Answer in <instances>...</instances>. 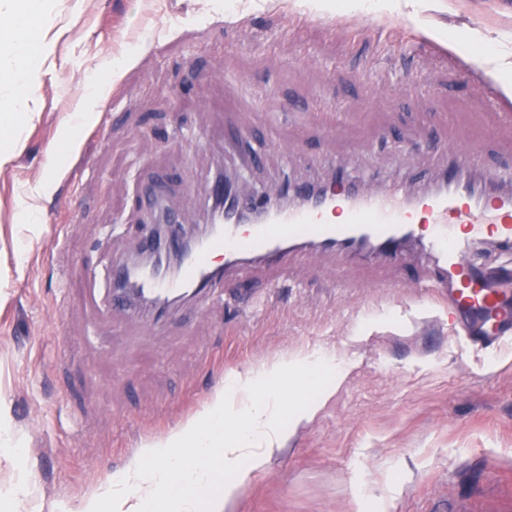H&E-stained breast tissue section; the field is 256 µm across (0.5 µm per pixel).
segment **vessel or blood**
<instances>
[{
	"instance_id": "b4317fda",
	"label": "vessel or blood",
	"mask_w": 512,
	"mask_h": 512,
	"mask_svg": "<svg viewBox=\"0 0 512 512\" xmlns=\"http://www.w3.org/2000/svg\"><path fill=\"white\" fill-rule=\"evenodd\" d=\"M448 172L432 188L406 192L337 174L323 194L270 211L259 224L225 220L183 263L179 273L148 276L142 302L116 292L118 307L141 304L155 321L169 309L153 299L198 301L219 284L215 257L225 274L238 268L275 273L307 247L340 248L348 260L401 263L405 244L422 260L415 287L431 291L448 311V325L472 345L498 347L512 339V265L474 261L481 247L512 250V181L484 165L482 144L448 145Z\"/></svg>"
}]
</instances>
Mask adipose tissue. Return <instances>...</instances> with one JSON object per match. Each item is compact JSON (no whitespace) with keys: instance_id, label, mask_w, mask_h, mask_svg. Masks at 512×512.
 Instances as JSON below:
<instances>
[{"instance_id":"adipose-tissue-1","label":"adipose tissue","mask_w":512,"mask_h":512,"mask_svg":"<svg viewBox=\"0 0 512 512\" xmlns=\"http://www.w3.org/2000/svg\"><path fill=\"white\" fill-rule=\"evenodd\" d=\"M45 0H13L0 21V52L16 64L20 89L0 101V119L23 114L22 91L42 72L43 51L36 32ZM328 371L327 382L309 401H287L284 391L299 392L300 381L314 368ZM348 370L333 356H294L247 374H228L204 409L163 441L146 445L125 471L90 496L81 512H226L248 475L264 469L287 437L311 422L344 383ZM230 474L221 482V474ZM194 486V495L184 486Z\"/></svg>"}]
</instances>
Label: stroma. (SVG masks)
Masks as SVG:
<instances>
[{"instance_id":"1","label":"stroma","mask_w":512,"mask_h":512,"mask_svg":"<svg viewBox=\"0 0 512 512\" xmlns=\"http://www.w3.org/2000/svg\"><path fill=\"white\" fill-rule=\"evenodd\" d=\"M305 2L49 0L30 113L0 130L17 142L0 167L12 512H79L227 374L312 351L350 365L346 383L230 512H512V342L491 353L453 335L410 272L310 249L280 289L244 271L156 325L112 306L108 273L139 252L146 187L201 224L220 174L250 196L339 168L416 190L446 168L441 143L489 141L492 162L512 147V0H323L303 21ZM94 78L106 87L93 118L53 165Z\"/></svg>"}]
</instances>
